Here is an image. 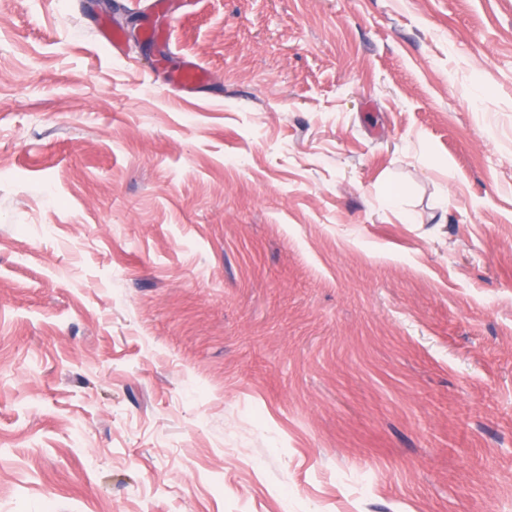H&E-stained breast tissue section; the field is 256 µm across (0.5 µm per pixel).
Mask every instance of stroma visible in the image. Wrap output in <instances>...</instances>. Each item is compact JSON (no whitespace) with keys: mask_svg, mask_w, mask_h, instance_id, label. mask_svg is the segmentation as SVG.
Segmentation results:
<instances>
[{"mask_svg":"<svg viewBox=\"0 0 512 512\" xmlns=\"http://www.w3.org/2000/svg\"><path fill=\"white\" fill-rule=\"evenodd\" d=\"M111 2L0 0V512H512V0ZM209 80V74L201 63L186 60L181 68L166 75V83L177 94L187 96L203 86Z\"/></svg>","mask_w":512,"mask_h":512,"instance_id":"1","label":"stroma"}]
</instances>
